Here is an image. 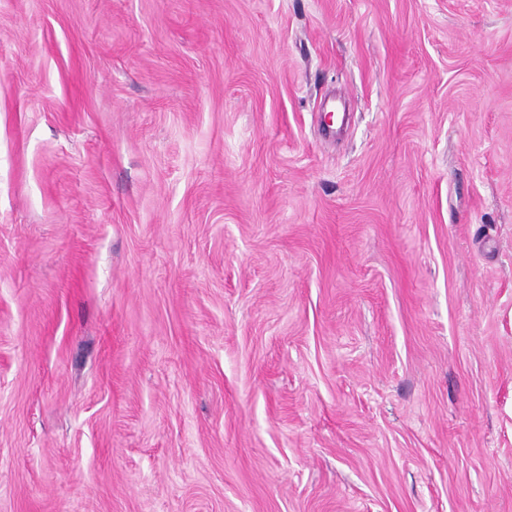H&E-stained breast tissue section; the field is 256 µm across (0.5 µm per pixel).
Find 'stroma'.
Wrapping results in <instances>:
<instances>
[{
    "mask_svg": "<svg viewBox=\"0 0 512 512\" xmlns=\"http://www.w3.org/2000/svg\"><path fill=\"white\" fill-rule=\"evenodd\" d=\"M0 512H512V0H0Z\"/></svg>",
    "mask_w": 512,
    "mask_h": 512,
    "instance_id": "35a3bbf8",
    "label": "stroma"
}]
</instances>
